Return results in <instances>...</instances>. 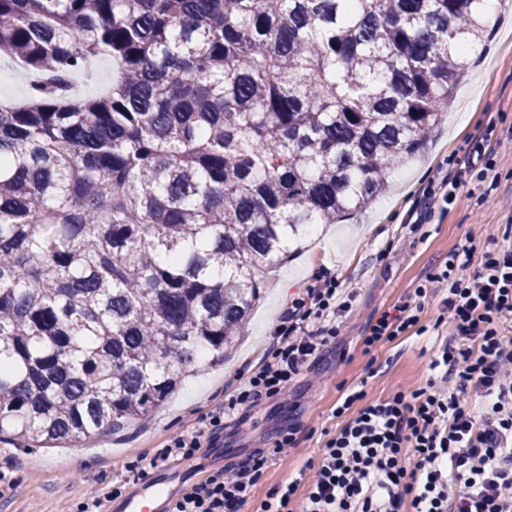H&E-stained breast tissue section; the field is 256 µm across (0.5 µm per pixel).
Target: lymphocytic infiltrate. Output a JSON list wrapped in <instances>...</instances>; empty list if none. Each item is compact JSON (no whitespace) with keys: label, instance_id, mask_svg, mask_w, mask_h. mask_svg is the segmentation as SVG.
Here are the masks:
<instances>
[{"label":"lymphocytic infiltrate","instance_id":"obj_1","mask_svg":"<svg viewBox=\"0 0 512 512\" xmlns=\"http://www.w3.org/2000/svg\"><path fill=\"white\" fill-rule=\"evenodd\" d=\"M453 176L424 187L422 207L407 219L417 231L425 216L452 204L466 178L490 167L483 139L450 158ZM462 247L444 269L430 274L447 282L441 303L454 327L434 352L425 387L395 390L370 401L366 380L345 388L333 411L342 424L325 443L309 480L291 477L265 499L253 490L269 458L296 447L295 434L260 448L245 463L209 473L165 512H512V245L490 243L479 264ZM342 290L325 273L288 302L261 362L242 378L224 404L174 437L153 457L129 463L125 480L81 502L77 512H103L126 483L145 478L171 457H193L202 438L265 398L284 396L291 382L335 347L337 302ZM428 295L418 287L405 301L369 322L365 350L414 331Z\"/></svg>","mask_w":512,"mask_h":512}]
</instances>
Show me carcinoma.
Listing matches in <instances>:
<instances>
[{"label":"carcinoma","mask_w":512,"mask_h":512,"mask_svg":"<svg viewBox=\"0 0 512 512\" xmlns=\"http://www.w3.org/2000/svg\"><path fill=\"white\" fill-rule=\"evenodd\" d=\"M484 31V0H0V59L40 78L0 104V439L76 446L224 360L305 229L420 149ZM98 56L107 92L56 90Z\"/></svg>","instance_id":"1"}]
</instances>
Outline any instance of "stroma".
I'll return each instance as SVG.
<instances>
[{
	"instance_id": "1",
	"label": "stroma",
	"mask_w": 512,
	"mask_h": 512,
	"mask_svg": "<svg viewBox=\"0 0 512 512\" xmlns=\"http://www.w3.org/2000/svg\"><path fill=\"white\" fill-rule=\"evenodd\" d=\"M481 136L496 167L485 178L468 179L448 210L427 216L421 234L409 233L406 214L418 189L448 174L446 158ZM506 237L512 239V0H498L482 45L464 65L447 115L419 154L395 167L383 196L343 223L319 225L316 234L305 236L275 266L263 281L245 336L229 349L223 364L187 378L161 409L107 438L91 437L77 446L62 443L50 450L0 443V466L9 468L13 479L0 489V512H76L80 502L106 492L129 461L153 456L173 437L192 431L202 415L228 398V384L244 365L259 362L289 294L327 270L352 296L350 310L336 317V348L304 372L287 397L261 400L226 421L217 437L203 439L193 458L173 457L163 466L176 496L212 470L246 462L257 449L271 447L281 432L295 430L296 448L269 459L254 489L255 499H264L273 485L318 460L327 432L342 424L332 415L341 386L367 378L371 400L424 386L429 357L453 334L451 322L441 317L448 285L427 283V276L457 248L470 246L479 253L490 239ZM424 283L431 286L420 313L425 333L365 352L367 322ZM76 456L82 460L77 469L71 466Z\"/></svg>"
}]
</instances>
